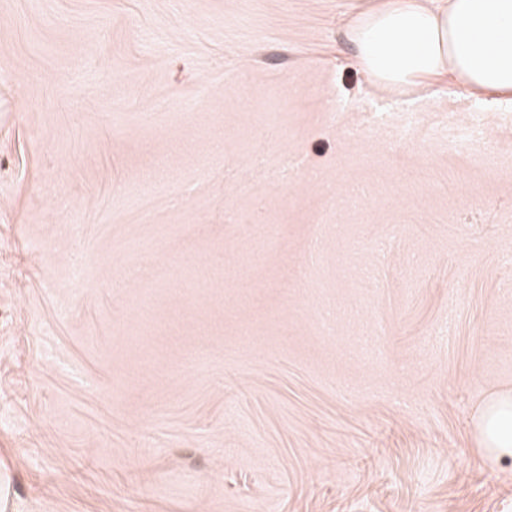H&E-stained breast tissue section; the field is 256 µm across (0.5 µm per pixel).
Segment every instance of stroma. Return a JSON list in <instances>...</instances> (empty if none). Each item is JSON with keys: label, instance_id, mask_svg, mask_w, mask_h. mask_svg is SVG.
Instances as JSON below:
<instances>
[{"label": "stroma", "instance_id": "35a3bbf8", "mask_svg": "<svg viewBox=\"0 0 512 512\" xmlns=\"http://www.w3.org/2000/svg\"><path fill=\"white\" fill-rule=\"evenodd\" d=\"M382 2L0 0L7 512H512V101L374 83Z\"/></svg>", "mask_w": 512, "mask_h": 512}]
</instances>
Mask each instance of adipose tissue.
I'll list each match as a JSON object with an SVG mask.
<instances>
[{
	"label": "adipose tissue",
	"mask_w": 512,
	"mask_h": 512,
	"mask_svg": "<svg viewBox=\"0 0 512 512\" xmlns=\"http://www.w3.org/2000/svg\"><path fill=\"white\" fill-rule=\"evenodd\" d=\"M353 58L376 82L403 85L450 75L474 91L512 100V0H386L346 32Z\"/></svg>",
	"instance_id": "ef3b65f1"
}]
</instances>
